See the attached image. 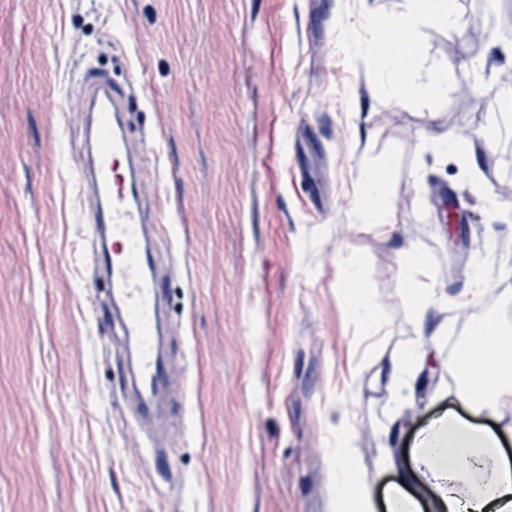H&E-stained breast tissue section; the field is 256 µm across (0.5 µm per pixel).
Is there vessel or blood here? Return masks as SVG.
I'll list each match as a JSON object with an SVG mask.
<instances>
[{
  "instance_id": "b4317fda",
  "label": "vessel or blood",
  "mask_w": 512,
  "mask_h": 512,
  "mask_svg": "<svg viewBox=\"0 0 512 512\" xmlns=\"http://www.w3.org/2000/svg\"><path fill=\"white\" fill-rule=\"evenodd\" d=\"M124 97L107 79L87 84L80 108L95 115L93 144L90 163L79 168L78 179L94 214L93 262L108 277L121 305L122 331L135 343L137 389L142 413L149 416L157 394L172 387L175 368L160 355V285L151 272L139 209L150 174L128 161L126 141L114 124Z\"/></svg>"
}]
</instances>
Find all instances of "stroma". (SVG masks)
Returning <instances> with one entry per match:
<instances>
[{"label": "stroma", "mask_w": 512, "mask_h": 512, "mask_svg": "<svg viewBox=\"0 0 512 512\" xmlns=\"http://www.w3.org/2000/svg\"><path fill=\"white\" fill-rule=\"evenodd\" d=\"M452 8L444 26L414 0H0V512H335L338 443L379 494L421 430L462 412L449 360L512 322V153L483 137L512 91V0ZM374 18L406 22L408 83L441 75L443 95L388 93ZM91 68L125 91L150 172L178 377L157 423L139 418L75 178ZM447 137L478 177L437 151ZM370 169L385 224L358 208ZM448 199L467 223H443ZM410 247L439 296L420 320ZM419 349L435 369L394 389L387 365ZM399 406L409 420L383 436ZM439 146L442 153L454 154L472 177H478L479 164L476 155L467 149L465 143L454 138H448L440 141Z\"/></svg>", "instance_id": "stroma-1"}]
</instances>
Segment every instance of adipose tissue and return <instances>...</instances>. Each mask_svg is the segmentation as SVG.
Wrapping results in <instances>:
<instances>
[{"mask_svg": "<svg viewBox=\"0 0 512 512\" xmlns=\"http://www.w3.org/2000/svg\"><path fill=\"white\" fill-rule=\"evenodd\" d=\"M428 267L409 255L401 269L411 313L424 318L437 300L432 285L421 282ZM463 379L459 398L478 412L500 415L512 408V348L500 336L465 345L454 361ZM455 416H444L417 439L409 453L412 478L430 492L437 512H512V463L501 453L502 435ZM336 481L348 488L336 512H374L370 490L355 473L350 458L337 456Z\"/></svg>", "mask_w": 512, "mask_h": 512, "instance_id": "adipose-tissue-1", "label": "adipose tissue"}]
</instances>
